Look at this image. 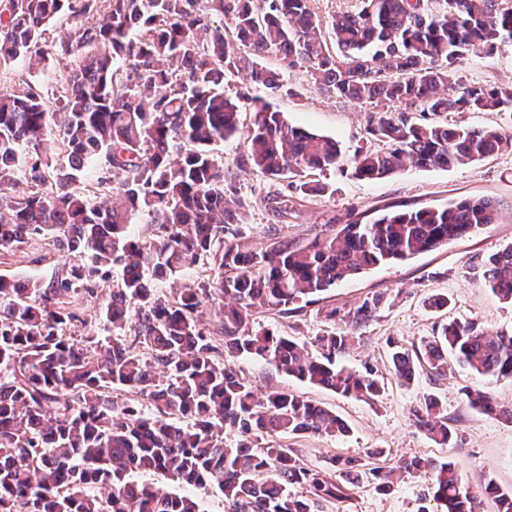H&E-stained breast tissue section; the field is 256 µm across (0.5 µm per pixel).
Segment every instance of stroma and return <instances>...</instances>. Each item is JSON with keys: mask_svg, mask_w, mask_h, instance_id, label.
Returning a JSON list of instances; mask_svg holds the SVG:
<instances>
[{"mask_svg": "<svg viewBox=\"0 0 512 512\" xmlns=\"http://www.w3.org/2000/svg\"><path fill=\"white\" fill-rule=\"evenodd\" d=\"M66 76L64 65L50 60L37 67L19 62L0 68V89L30 83L49 99ZM461 77L470 84L512 83V47L492 55L470 53ZM289 80L298 86V95L273 101L289 124L335 138L349 156L358 148L375 147V140L365 131L364 108L322 95L308 84L304 72L290 74ZM240 152L233 141L214 146L215 155L223 159L241 193L254 201L247 220L239 226L242 235L251 240L262 239L274 229L304 240L358 219L369 220L399 204L441 206L465 197H488L500 204L499 223L477 233L411 260L372 268L328 290L299 312L286 315L263 310L254 314L255 328L293 337L312 348L317 336L334 328L324 316L325 308L345 313L373 295H383L376 317L356 332L339 358L348 368L372 371L382 385L376 402L368 404L311 386L252 357H239L231 365L260 391L279 389L304 396L348 422L351 431L343 438L280 436V443L293 448L306 464L324 467L337 456L363 461L372 449L380 448L384 454L378 463L383 467L418 459H449L467 483L477 484L481 475L489 473L502 488L512 489V423L506 419L512 412V381L480 376L455 364L444 376L418 369L414 382L404 385L396 379L390 362L392 349H415L452 320L472 321L492 331L512 329V305L494 298L477 272L485 256L512 245V152L445 170L409 166L377 181L330 172L325 177L327 193L298 199L293 209L281 214L270 209L268 198L285 191L286 180L270 181L238 166ZM68 264L65 253L39 239L23 252L0 254V276L48 283L63 274ZM432 294L447 296V307L427 308L425 300ZM469 389L490 395L498 412L482 414L471 409L465 399ZM427 397L435 398L448 415L453 429L448 446L435 444L414 422V408ZM428 483L425 477H407L383 493L366 479L351 490L347 501L322 503L319 512H419L420 495Z\"/></svg>", "mask_w": 512, "mask_h": 512, "instance_id": "35a3bbf8", "label": "stroma"}]
</instances>
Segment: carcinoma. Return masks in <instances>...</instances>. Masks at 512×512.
Returning a JSON list of instances; mask_svg holds the SVG:
<instances>
[{
    "label": "carcinoma",
    "mask_w": 512,
    "mask_h": 512,
    "mask_svg": "<svg viewBox=\"0 0 512 512\" xmlns=\"http://www.w3.org/2000/svg\"><path fill=\"white\" fill-rule=\"evenodd\" d=\"M360 9L325 23L310 0H0V63L67 61L54 105L39 88L0 92V252L35 238L73 254L65 274L44 285L0 277V512H202L200 501L139 483L130 474L162 473L216 488L227 512H316L346 500L369 475L392 487L394 471L335 457L307 465L274 441L348 433L334 412L301 395L263 397L227 359L252 356L312 386L366 403L382 387L371 373L336 363L352 331L376 316L382 297L341 316L348 329L317 337L318 351L252 326L255 308L296 313L337 284L370 268L403 262L476 233L500 218L498 202L466 197L443 206L387 211L310 242L270 233L244 238L252 199L238 193L211 146L240 140L238 165L257 175L293 177L299 196L328 191L318 176L346 172L378 180L408 166L447 169L512 148L495 126L422 122L415 113L512 110V83L467 84L459 71L469 51L489 55L512 45V7L502 0H361ZM65 20L75 34L47 44ZM336 45L331 50L329 43ZM279 57V71L263 56ZM303 70L318 91L366 109L367 133L382 147L349 160L339 143L295 127L251 95L295 94L285 73ZM249 86L224 93V79ZM254 113L243 127L242 114ZM113 198L77 191L85 175ZM22 195L12 189L20 181ZM134 223L150 225L143 238ZM217 277L169 297L159 285L200 259ZM487 288L512 302V245L482 262ZM110 288L98 331L63 298ZM216 307L208 326L200 309ZM478 375L512 380V330L452 321L415 352L391 355L397 379L414 380L415 363L440 376L448 359ZM130 390L121 400L114 391ZM469 406L497 411L484 392ZM439 445L451 441L448 415L429 397L414 410ZM235 431V443L224 432ZM431 475L436 512H480L492 499L512 512V490L487 474L474 489L449 462L398 467Z\"/></svg>",
    "instance_id": "cac0c4a2"
}]
</instances>
